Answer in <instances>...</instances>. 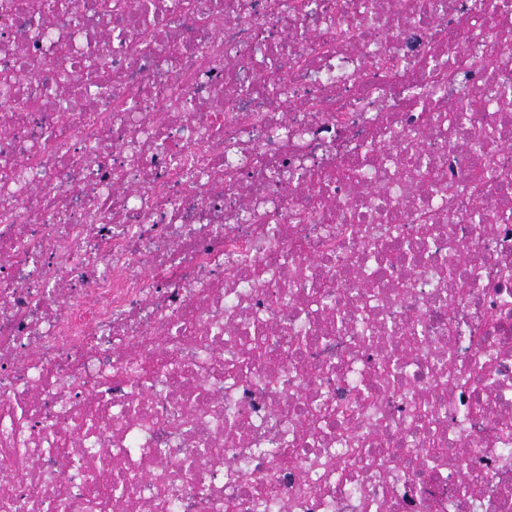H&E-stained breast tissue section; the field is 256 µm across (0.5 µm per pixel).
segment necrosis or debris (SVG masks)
<instances>
[{
    "instance_id": "1",
    "label": "necrosis or debris",
    "mask_w": 512,
    "mask_h": 512,
    "mask_svg": "<svg viewBox=\"0 0 512 512\" xmlns=\"http://www.w3.org/2000/svg\"><path fill=\"white\" fill-rule=\"evenodd\" d=\"M45 2L0 0V512H512V0ZM509 134H512V126L508 127L507 120H504L499 128H490L486 135H483V156L484 163L483 168L486 171L487 169L491 172L497 173V169L492 161L493 148L492 145L499 139H505ZM486 146V153H485Z\"/></svg>"
}]
</instances>
